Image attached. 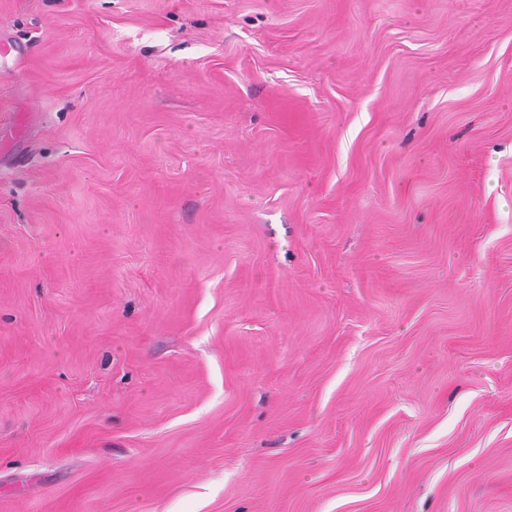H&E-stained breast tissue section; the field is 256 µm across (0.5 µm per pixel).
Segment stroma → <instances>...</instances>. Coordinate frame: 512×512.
Masks as SVG:
<instances>
[{
    "label": "stroma",
    "mask_w": 512,
    "mask_h": 512,
    "mask_svg": "<svg viewBox=\"0 0 512 512\" xmlns=\"http://www.w3.org/2000/svg\"><path fill=\"white\" fill-rule=\"evenodd\" d=\"M0 512H512V0H0Z\"/></svg>",
    "instance_id": "35a3bbf8"
}]
</instances>
